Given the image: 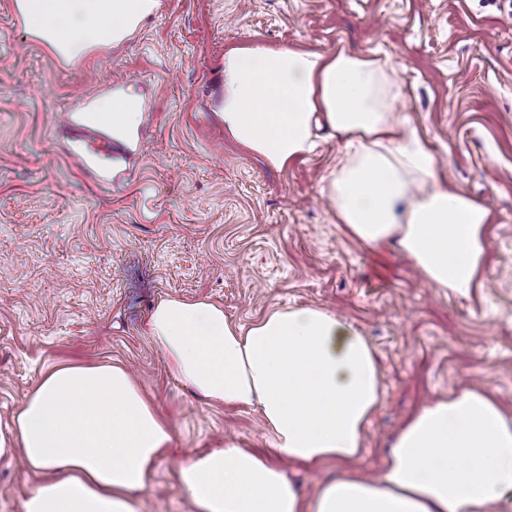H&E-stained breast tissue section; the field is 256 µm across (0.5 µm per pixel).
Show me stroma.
I'll list each match as a JSON object with an SVG mask.
<instances>
[{
    "label": "stroma",
    "instance_id": "obj_1",
    "mask_svg": "<svg viewBox=\"0 0 512 512\" xmlns=\"http://www.w3.org/2000/svg\"><path fill=\"white\" fill-rule=\"evenodd\" d=\"M16 14L0 0V426L48 369L123 364L172 426L140 512H193L184 462L225 437L271 445L257 410L206 403L169 372L146 329L166 298L239 324L284 306L353 324L384 390L353 465L366 477L427 400L469 385L512 409V0H158L123 44L72 62ZM255 45L389 59L402 126L431 143L442 185L493 214L481 288L444 293L351 238L324 190L341 142L277 169L225 132L224 54ZM116 79L144 103L137 155L61 130ZM42 480L0 457V512Z\"/></svg>",
    "mask_w": 512,
    "mask_h": 512
}]
</instances>
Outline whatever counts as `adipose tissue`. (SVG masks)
Returning <instances> with one entry per match:
<instances>
[{"label": "adipose tissue", "mask_w": 512, "mask_h": 512, "mask_svg": "<svg viewBox=\"0 0 512 512\" xmlns=\"http://www.w3.org/2000/svg\"><path fill=\"white\" fill-rule=\"evenodd\" d=\"M33 36L79 58L131 35L158 0H16ZM219 119L275 167L311 152L318 131L346 152L326 186L338 221L364 247L395 244L422 278L469 294L487 249L489 209L443 187L430 143L401 129L388 61L347 48L324 54L261 46L224 56ZM147 332L169 370L202 398L257 408L274 455L231 439L193 456L178 482L195 512H490L512 504V411L460 387L400 427L377 477L348 473L382 399L379 366L360 332L320 307L279 308L247 325L208 301L161 300ZM172 439L169 422L116 364L48 371L0 434V455L55 471L22 512H139ZM343 476L299 495L281 459Z\"/></svg>", "instance_id": "1"}]
</instances>
